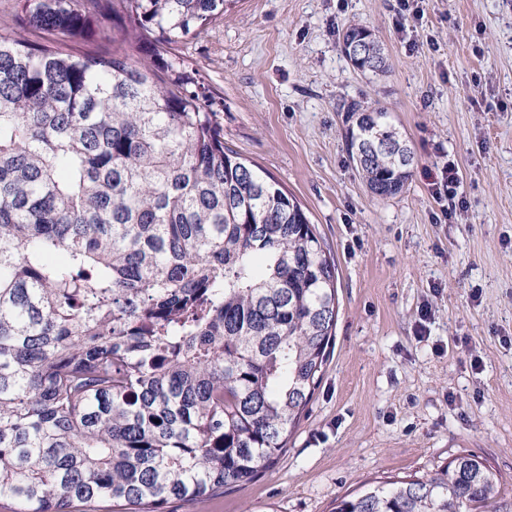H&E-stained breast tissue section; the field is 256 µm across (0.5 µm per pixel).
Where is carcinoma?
I'll return each instance as SVG.
<instances>
[{
    "mask_svg": "<svg viewBox=\"0 0 512 512\" xmlns=\"http://www.w3.org/2000/svg\"><path fill=\"white\" fill-rule=\"evenodd\" d=\"M14 0L0 30V502L166 512L273 463L319 387L336 264L302 205L224 146L173 45L236 0ZM357 69L390 68L372 30ZM370 191L414 151L347 108ZM335 512H512L463 454Z\"/></svg>",
    "mask_w": 512,
    "mask_h": 512,
    "instance_id": "cac0c4a2",
    "label": "carcinoma"
}]
</instances>
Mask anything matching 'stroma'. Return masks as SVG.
<instances>
[{"label": "stroma", "instance_id": "1", "mask_svg": "<svg viewBox=\"0 0 512 512\" xmlns=\"http://www.w3.org/2000/svg\"><path fill=\"white\" fill-rule=\"evenodd\" d=\"M236 0L175 47L204 84L224 144L302 204L338 268L323 376L283 453L249 483L169 512H334L364 485L472 453L512 498V0ZM358 21L383 76L340 46ZM381 104L416 165L375 197L349 158L342 108ZM454 162L444 218L428 174ZM362 39V56L363 60L356 67L357 70L362 72H371L374 75L386 73L389 68V57L385 51L383 44L377 39L372 30L356 24H347L342 32V49L344 52V45L353 39Z\"/></svg>", "mask_w": 512, "mask_h": 512}]
</instances>
